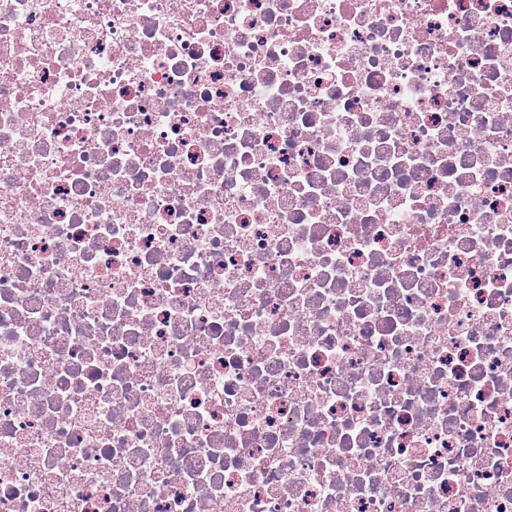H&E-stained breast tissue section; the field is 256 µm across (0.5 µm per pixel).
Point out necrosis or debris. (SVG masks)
Returning <instances> with one entry per match:
<instances>
[{
  "label": "necrosis or debris",
  "mask_w": 512,
  "mask_h": 512,
  "mask_svg": "<svg viewBox=\"0 0 512 512\" xmlns=\"http://www.w3.org/2000/svg\"><path fill=\"white\" fill-rule=\"evenodd\" d=\"M0 512H512V0H0Z\"/></svg>",
  "instance_id": "4bbe7bcc"
}]
</instances>
